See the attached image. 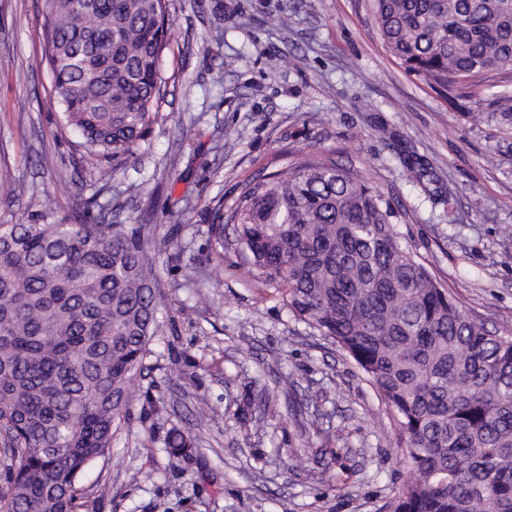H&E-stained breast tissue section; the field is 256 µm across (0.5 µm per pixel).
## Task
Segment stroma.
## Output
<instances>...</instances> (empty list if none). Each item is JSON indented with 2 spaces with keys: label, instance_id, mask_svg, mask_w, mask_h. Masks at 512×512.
<instances>
[{
  "label": "stroma",
  "instance_id": "1",
  "mask_svg": "<svg viewBox=\"0 0 512 512\" xmlns=\"http://www.w3.org/2000/svg\"><path fill=\"white\" fill-rule=\"evenodd\" d=\"M45 25L42 0H0V224L154 225L166 320L121 435L81 477L108 492L79 512H388L408 469L379 393L209 228L247 181L332 158L473 318L512 332V82L431 87L386 51L370 0H168V93L112 160L62 122ZM174 425L196 437L188 457L164 447Z\"/></svg>",
  "mask_w": 512,
  "mask_h": 512
}]
</instances>
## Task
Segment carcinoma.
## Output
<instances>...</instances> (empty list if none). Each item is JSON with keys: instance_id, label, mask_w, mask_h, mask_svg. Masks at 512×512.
Masks as SVG:
<instances>
[{"instance_id": "carcinoma-1", "label": "carcinoma", "mask_w": 512, "mask_h": 512, "mask_svg": "<svg viewBox=\"0 0 512 512\" xmlns=\"http://www.w3.org/2000/svg\"><path fill=\"white\" fill-rule=\"evenodd\" d=\"M167 0H73L47 12L65 124L128 156L166 86ZM400 65L448 90L512 63V0H371ZM95 102L101 111L85 112ZM381 195L311 157L246 183L224 226L248 274L332 340L383 397L409 475L392 512H512V333L472 318L416 260ZM146 224H0V512H76L80 476L121 430L163 333ZM195 439L179 427L167 452Z\"/></svg>"}]
</instances>
